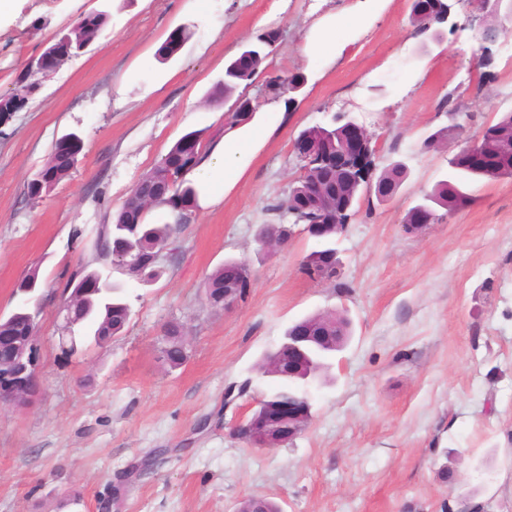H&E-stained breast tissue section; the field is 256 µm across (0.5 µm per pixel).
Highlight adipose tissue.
<instances>
[{"instance_id": "ef3b65f1", "label": "adipose tissue", "mask_w": 512, "mask_h": 512, "mask_svg": "<svg viewBox=\"0 0 512 512\" xmlns=\"http://www.w3.org/2000/svg\"><path fill=\"white\" fill-rule=\"evenodd\" d=\"M284 98L265 103L247 122L225 130L186 178L198 191L197 204L207 208L223 201L226 193L244 176L255 156L272 134L266 115L285 112Z\"/></svg>"}]
</instances>
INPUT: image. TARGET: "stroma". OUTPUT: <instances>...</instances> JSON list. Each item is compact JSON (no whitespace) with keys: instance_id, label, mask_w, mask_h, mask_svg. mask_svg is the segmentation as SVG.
<instances>
[{"instance_id":"1","label":"stroma","mask_w":512,"mask_h":512,"mask_svg":"<svg viewBox=\"0 0 512 512\" xmlns=\"http://www.w3.org/2000/svg\"><path fill=\"white\" fill-rule=\"evenodd\" d=\"M358 0H16L0 18V93L53 35L104 10L109 24L87 52L40 79L29 104L0 126V315L37 271L41 391L0 407V512H235L252 496L282 512H512V179L470 182L475 201L406 233L403 218L448 175L461 140L512 111V0L496 20L449 0L446 22L424 34L411 0H375L327 63L304 49L309 28ZM495 22L489 53L480 32ZM187 38L170 60L158 47ZM278 38L243 92L256 104L280 75L315 83L289 94L286 114L224 200L197 210L162 277L121 271L111 281L131 308L124 333L75 353L56 317L63 287L90 264V240L159 157L184 135L220 137L233 101H211L244 44ZM363 124L374 162H402L388 201L364 200L335 248L336 280L303 270L317 241L296 235L274 255L257 241L277 222L299 174L292 146L306 128ZM450 129L447 141L433 134ZM77 134L70 176L30 200L26 184L55 142ZM249 267L252 286L212 308L207 277L225 261ZM346 313L354 333L328 383L315 385L313 419L293 443L254 448L230 436L277 379L256 366L288 326ZM189 328L188 358L172 370L164 325ZM250 389L225 402L230 386Z\"/></svg>"}]
</instances>
